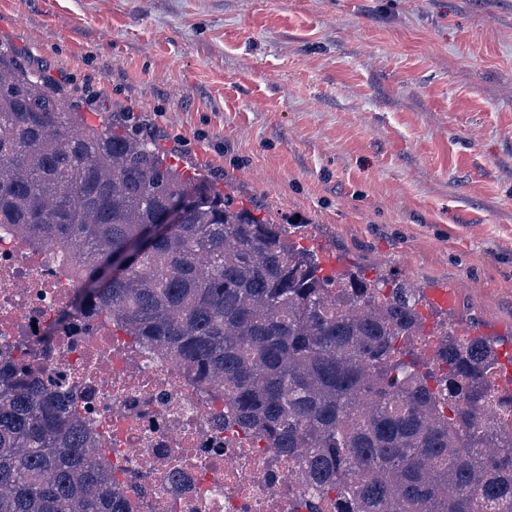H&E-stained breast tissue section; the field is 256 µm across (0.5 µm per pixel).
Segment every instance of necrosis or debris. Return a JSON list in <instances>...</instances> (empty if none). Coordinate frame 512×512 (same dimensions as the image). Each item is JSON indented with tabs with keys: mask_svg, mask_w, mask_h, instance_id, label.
<instances>
[{
	"mask_svg": "<svg viewBox=\"0 0 512 512\" xmlns=\"http://www.w3.org/2000/svg\"><path fill=\"white\" fill-rule=\"evenodd\" d=\"M73 288L48 250L0 233V348L23 346L44 386L77 402L125 512H305L298 460L229 426L223 394L183 363L73 309Z\"/></svg>",
	"mask_w": 512,
	"mask_h": 512,
	"instance_id": "necrosis-or-debris-1",
	"label": "necrosis or debris"
}]
</instances>
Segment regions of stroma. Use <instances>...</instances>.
Instances as JSON below:
<instances>
[{"instance_id":"35a3bbf8","label":"stroma","mask_w":512,"mask_h":512,"mask_svg":"<svg viewBox=\"0 0 512 512\" xmlns=\"http://www.w3.org/2000/svg\"><path fill=\"white\" fill-rule=\"evenodd\" d=\"M0 47L327 269L512 335V0H0Z\"/></svg>"}]
</instances>
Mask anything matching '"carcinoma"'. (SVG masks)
Segmentation results:
<instances>
[{
	"mask_svg": "<svg viewBox=\"0 0 512 512\" xmlns=\"http://www.w3.org/2000/svg\"><path fill=\"white\" fill-rule=\"evenodd\" d=\"M182 221L150 235L166 206ZM144 138L89 124L0 52V231L51 249L80 306L222 389L230 422L302 461L336 512H512L501 336L425 359L423 292L326 273ZM0 512H122L77 405L0 355Z\"/></svg>",
	"mask_w": 512,
	"mask_h": 512,
	"instance_id": "obj_1",
	"label": "carcinoma"
}]
</instances>
